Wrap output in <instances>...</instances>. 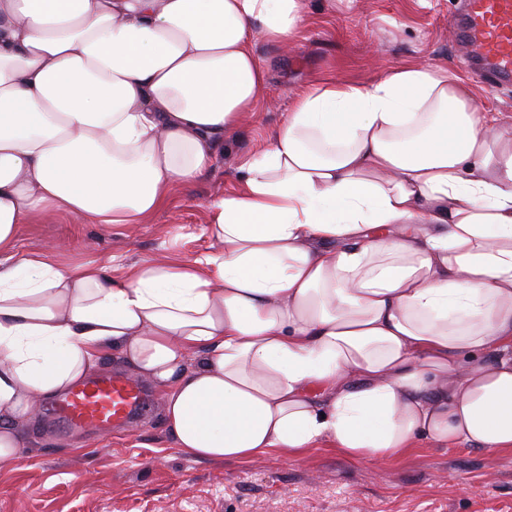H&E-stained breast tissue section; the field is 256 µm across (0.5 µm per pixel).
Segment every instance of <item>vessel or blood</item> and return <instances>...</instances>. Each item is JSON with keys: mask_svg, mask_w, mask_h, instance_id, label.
Here are the masks:
<instances>
[{"mask_svg": "<svg viewBox=\"0 0 512 512\" xmlns=\"http://www.w3.org/2000/svg\"><path fill=\"white\" fill-rule=\"evenodd\" d=\"M456 37L490 85L512 80V0H462ZM145 405L141 385L109 373L73 388L56 419L70 429L109 427L129 421Z\"/></svg>", "mask_w": 512, "mask_h": 512, "instance_id": "obj_1", "label": "vessel or blood"}]
</instances>
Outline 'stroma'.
I'll list each match as a JSON object with an SVG mask.
<instances>
[{
	"label": "stroma",
	"instance_id": "stroma-1",
	"mask_svg": "<svg viewBox=\"0 0 512 512\" xmlns=\"http://www.w3.org/2000/svg\"><path fill=\"white\" fill-rule=\"evenodd\" d=\"M458 8V0H306L308 21L288 50L263 39L255 46L276 107H258L202 179L176 187L143 224L106 229L62 213L20 225L19 251L61 240L67 257L119 265L217 251L206 232L208 202L234 188L241 166L316 78L366 83L419 62L465 80L480 111L512 126V86L488 88L464 65L453 27ZM148 394L139 420L109 432L62 428L54 401L39 402L18 460L0 463V512H512V451L425 442L375 464L321 444L257 461L196 460L175 446L160 392Z\"/></svg>",
	"mask_w": 512,
	"mask_h": 512
}]
</instances>
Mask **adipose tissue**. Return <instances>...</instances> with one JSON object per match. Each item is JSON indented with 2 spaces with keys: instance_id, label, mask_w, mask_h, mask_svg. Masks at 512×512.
Listing matches in <instances>:
<instances>
[{
  "instance_id": "adipose-tissue-1",
  "label": "adipose tissue",
  "mask_w": 512,
  "mask_h": 512,
  "mask_svg": "<svg viewBox=\"0 0 512 512\" xmlns=\"http://www.w3.org/2000/svg\"><path fill=\"white\" fill-rule=\"evenodd\" d=\"M305 21V0H0V461L111 349L195 458L512 450V133L458 77L307 86L209 202L217 252L16 248L61 212L145 223L266 102L257 40Z\"/></svg>"
}]
</instances>
